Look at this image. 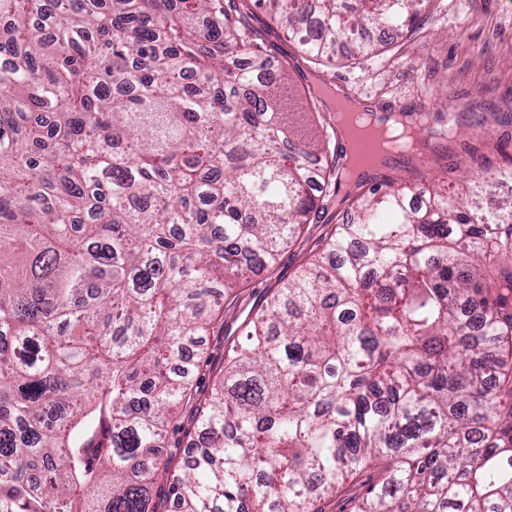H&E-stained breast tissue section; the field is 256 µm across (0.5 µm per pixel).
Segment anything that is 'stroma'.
Wrapping results in <instances>:
<instances>
[{
  "mask_svg": "<svg viewBox=\"0 0 512 512\" xmlns=\"http://www.w3.org/2000/svg\"><path fill=\"white\" fill-rule=\"evenodd\" d=\"M431 18L425 28L410 38L385 47L374 60L350 59L313 64L303 60L299 46L286 27L273 23L263 12L251 19L267 54L289 65L297 87L318 89L328 84L363 99L378 112H388L397 103L426 112L450 107L462 136L449 140L443 152H428L421 161L393 160L382 176L418 184L440 172L445 155L466 163V145L484 146L492 165L502 164L501 155L488 147V140L506 133L498 115L512 113V0H432ZM336 209L328 207L305 237L283 247L274 270L258 271L236 303L224 308L223 330L197 341L212 357L239 335V326L253 303L267 288L289 277L304 261L312 238L335 223Z\"/></svg>",
  "mask_w": 512,
  "mask_h": 512,
  "instance_id": "1",
  "label": "stroma"
}]
</instances>
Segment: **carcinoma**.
Returning a JSON list of instances; mask_svg holds the SVG:
<instances>
[{"instance_id": "1", "label": "carcinoma", "mask_w": 512, "mask_h": 512, "mask_svg": "<svg viewBox=\"0 0 512 512\" xmlns=\"http://www.w3.org/2000/svg\"><path fill=\"white\" fill-rule=\"evenodd\" d=\"M425 2L0 0V512H323L367 470L351 512H512L507 141L502 166L469 150L456 200L451 166L345 196L207 387L177 366L350 176L331 119L298 133L247 12L333 62Z\"/></svg>"}]
</instances>
